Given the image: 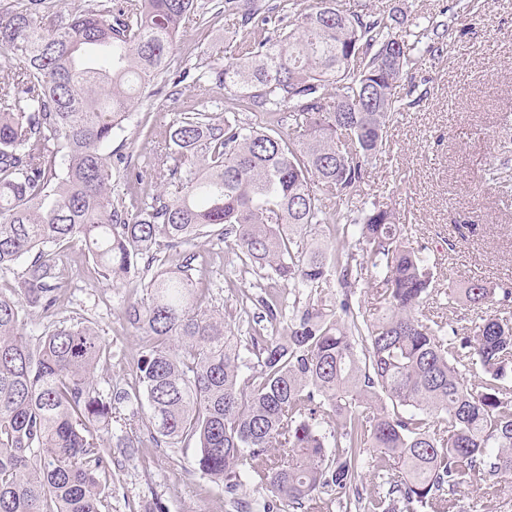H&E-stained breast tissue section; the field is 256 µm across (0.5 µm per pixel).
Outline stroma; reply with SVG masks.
Returning <instances> with one entry per match:
<instances>
[{"instance_id": "35a3bbf8", "label": "stroma", "mask_w": 512, "mask_h": 512, "mask_svg": "<svg viewBox=\"0 0 512 512\" xmlns=\"http://www.w3.org/2000/svg\"><path fill=\"white\" fill-rule=\"evenodd\" d=\"M366 11L405 12L449 26L442 53L426 55L388 130L389 150L378 161L364 196L391 203L408 214L414 245L437 265L434 288L443 320L466 324L479 312L458 302L446 305L448 275L485 278L512 286V181L489 180L487 164L507 125H512V0H345ZM235 56L223 15L208 13L177 36V66L160 92L133 112L113 137L115 154L129 157L147 193L156 187L144 135L164 139L180 113L203 107L223 113L222 89L203 91L197 77ZM193 266L210 290L211 305L245 337L263 315L261 300L274 280L244 272L219 230L195 241ZM59 265L68 280L63 318L84 316L109 343L97 387L133 384L139 346L122 327L127 304L140 291L139 275L124 282L101 281L81 241L67 244ZM112 468L111 512H234L220 487L193 469L190 448L117 450Z\"/></svg>"}]
</instances>
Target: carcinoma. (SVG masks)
<instances>
[{
	"instance_id": "1",
	"label": "carcinoma",
	"mask_w": 512,
	"mask_h": 512,
	"mask_svg": "<svg viewBox=\"0 0 512 512\" xmlns=\"http://www.w3.org/2000/svg\"><path fill=\"white\" fill-rule=\"evenodd\" d=\"M210 10L241 53L202 78L229 94L225 111L265 125L187 113L153 155L161 191L112 195V137L170 71L179 29ZM439 27L342 0L4 4L0 48L18 67L0 78V271L23 269L0 284V512H110L114 448L194 449L240 512H321L332 494L347 512H459L479 477L492 509L512 502V289L458 288L450 270L448 303L486 311L471 328L437 320L406 215L354 202ZM313 224L359 252L305 245ZM211 226L243 267L285 285L263 300L270 323L288 310L280 331L244 340L209 306L181 249ZM74 239L103 280L143 279L124 310L141 343L130 391L93 386L110 349L92 321L53 320L67 297L57 250ZM163 247L181 264L154 269ZM375 281L371 301H352ZM27 308L52 318L38 335ZM248 484L270 497L242 501Z\"/></svg>"
}]
</instances>
